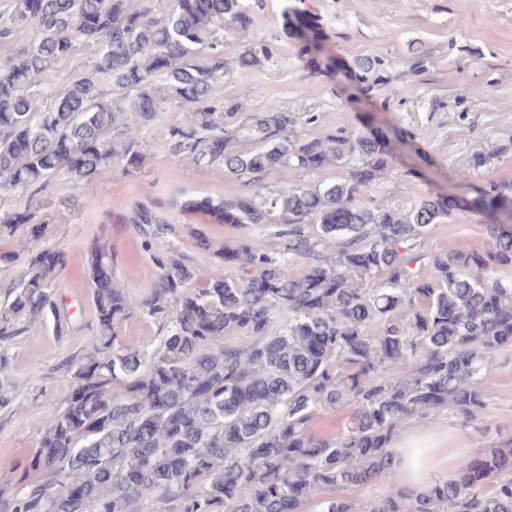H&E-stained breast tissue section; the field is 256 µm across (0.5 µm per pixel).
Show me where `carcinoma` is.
Listing matches in <instances>:
<instances>
[{
    "label": "carcinoma",
    "mask_w": 512,
    "mask_h": 512,
    "mask_svg": "<svg viewBox=\"0 0 512 512\" xmlns=\"http://www.w3.org/2000/svg\"><path fill=\"white\" fill-rule=\"evenodd\" d=\"M226 24L248 29L242 0H171L160 14L131 0H16L0 22L1 40L16 27L35 33L0 62V195L40 191L61 170L87 190L116 161L137 172L164 84L188 112L167 129L165 149L222 165L241 187L189 198L182 211L287 225L276 256L260 237L216 243L189 226L196 248L214 258L200 267L154 250L172 231L161 204L110 215L84 252L92 336L56 367L71 391L40 434L34 467L43 476L1 484L0 512H170L173 503L180 512H310L315 497L316 512H512V438L452 481L387 489L364 505L342 495L394 466L407 419L448 409L471 419L491 404L484 375L512 350V280L498 275L512 265V228L487 225L485 250L426 251L428 227L453 210L441 197L406 212L367 205L390 169L379 136L302 137L299 117L274 104L225 123L238 113L219 88ZM79 40L93 56L59 88L56 65ZM124 112L133 122L118 123ZM243 137L253 148L240 149ZM330 166L349 167V177L266 193L271 170ZM476 206L512 213V185L481 190ZM113 224L132 226L159 269L137 299L116 280ZM22 226L42 240L50 220L30 199L0 215V271L17 270L0 302V408L14 402L10 345L31 318L57 313L68 264L59 249L48 258L41 248L22 257L4 247ZM321 238L336 241V252L319 250ZM226 264L256 273L227 278ZM137 315L165 328L150 351L120 339ZM322 409L349 413L334 438L309 432Z\"/></svg>",
    "instance_id": "obj_1"
}]
</instances>
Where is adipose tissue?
<instances>
[{"label": "adipose tissue", "mask_w": 512, "mask_h": 512, "mask_svg": "<svg viewBox=\"0 0 512 512\" xmlns=\"http://www.w3.org/2000/svg\"><path fill=\"white\" fill-rule=\"evenodd\" d=\"M397 456V479L405 487H422L431 471L452 469L465 456V449L456 446L450 437L411 430L394 445Z\"/></svg>", "instance_id": "ef3b65f1"}]
</instances>
